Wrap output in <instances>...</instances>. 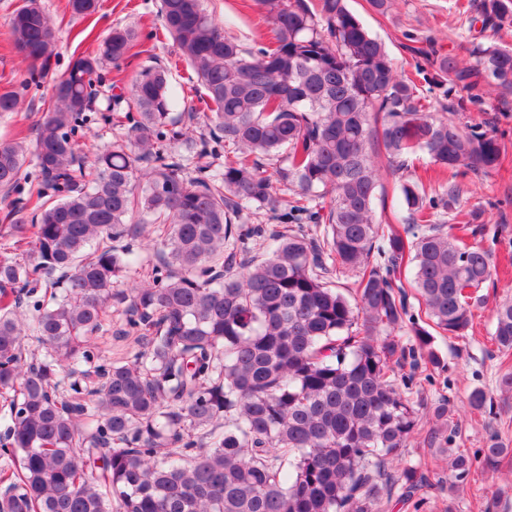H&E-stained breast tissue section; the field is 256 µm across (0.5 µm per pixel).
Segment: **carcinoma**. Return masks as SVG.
<instances>
[{
    "label": "carcinoma",
    "instance_id": "carcinoma-1",
    "mask_svg": "<svg viewBox=\"0 0 512 512\" xmlns=\"http://www.w3.org/2000/svg\"><path fill=\"white\" fill-rule=\"evenodd\" d=\"M257 2L273 36L248 51L201 0H161L155 38L200 79L208 133L189 127L196 105L174 113L160 65L112 94L120 117L93 111L99 69L138 38L116 25L55 82L33 141H0V188L16 194L3 217L16 254L0 259V512H381L388 478L403 501L426 481L389 468L421 427L414 375L395 367L439 366L434 335H464L470 290L493 277L492 250L438 218L459 202L458 177L500 164L490 122L454 113L481 106L484 83L512 91V49L481 47L462 66L417 47L434 67L423 91L346 0ZM69 6L85 17L99 4ZM481 13L511 24L512 0ZM8 25L30 74L43 71L54 35L40 0ZM436 88L466 95L439 115L425 96ZM101 120L123 132L87 153L79 135ZM418 153L448 176L431 195L404 174ZM382 170L398 175L401 226L375 220ZM252 208L277 228L248 223ZM140 224L165 250L134 248ZM135 264L150 273L131 283ZM335 270L355 277L353 299L329 287ZM113 302L141 339L124 360L93 342ZM405 323L408 347L394 337ZM493 336L512 350L511 298ZM430 435L448 485L467 481L456 431ZM510 452L493 436L484 462Z\"/></svg>",
    "mask_w": 512,
    "mask_h": 512
}]
</instances>
